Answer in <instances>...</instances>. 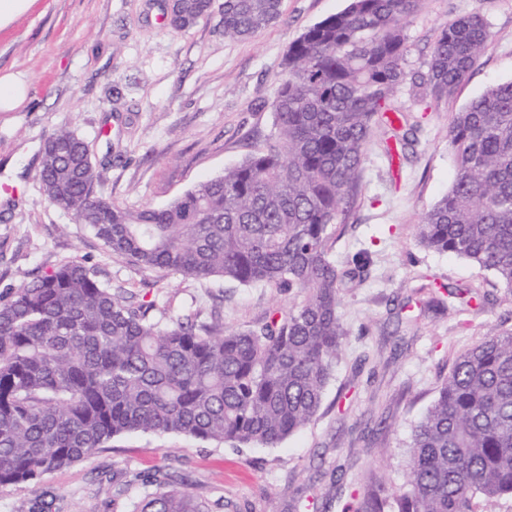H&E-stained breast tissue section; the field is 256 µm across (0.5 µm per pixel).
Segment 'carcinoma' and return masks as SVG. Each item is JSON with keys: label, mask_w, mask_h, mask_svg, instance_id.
Listing matches in <instances>:
<instances>
[{"label": "carcinoma", "mask_w": 512, "mask_h": 512, "mask_svg": "<svg viewBox=\"0 0 512 512\" xmlns=\"http://www.w3.org/2000/svg\"><path fill=\"white\" fill-rule=\"evenodd\" d=\"M213 0H183L177 28L209 16ZM422 0H349L288 48L275 131L224 174L161 208L132 210L98 196L84 140L63 126L46 139L42 190L110 251L143 270L243 286L295 288L302 300L246 329L221 316L162 326L153 304L130 300L78 261L0 296V485L35 484L113 438L179 434L275 447L319 412L348 330L341 285L369 263L341 267L335 228L355 208L373 130L398 113L403 151L418 117L397 90L448 101L492 34L472 13L443 26L427 70L407 69L405 21ZM282 15V0H224V37H252ZM448 192L416 224L420 245L452 253L512 292V81L453 114ZM476 312L486 296L458 287ZM409 480L392 496L365 480L354 512H480L512 499V330L460 354L407 444ZM156 490L133 512H210L155 471Z\"/></svg>", "instance_id": "1"}]
</instances>
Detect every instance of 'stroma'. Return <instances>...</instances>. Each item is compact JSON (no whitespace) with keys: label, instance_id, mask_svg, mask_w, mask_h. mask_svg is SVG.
Instances as JSON below:
<instances>
[{"label":"stroma","instance_id":"obj_1","mask_svg":"<svg viewBox=\"0 0 512 512\" xmlns=\"http://www.w3.org/2000/svg\"><path fill=\"white\" fill-rule=\"evenodd\" d=\"M161 0H38L0 33V71L24 75L28 100L0 112V293L67 261L94 270L153 303L154 319L208 321L224 300V325L246 328L299 302L297 291L244 287L144 271L111 253L86 225L51 205L40 153L57 127L90 145L95 192L131 209L163 207L239 164L246 143L274 130L276 79L289 44L347 0H283V15L256 36L226 39L220 12L185 30L167 25ZM481 14L493 34L450 102L397 107L421 123L416 154L390 165L386 126L367 146L356 221L336 227L345 263L368 251L369 265L342 290L349 330L317 417L278 447L236 446L182 435L132 433L33 485L0 486V512L40 502L50 512H131L145 494L138 474L169 473L177 489L212 512H345L354 485L373 477L393 493L408 478L405 444L459 354L512 329V294L464 259L419 245L421 214L450 188L455 168L448 124L489 86L512 81V0H424L407 22L408 68L427 69L444 25ZM475 284L483 311L427 308L421 276Z\"/></svg>","mask_w":512,"mask_h":512}]
</instances>
